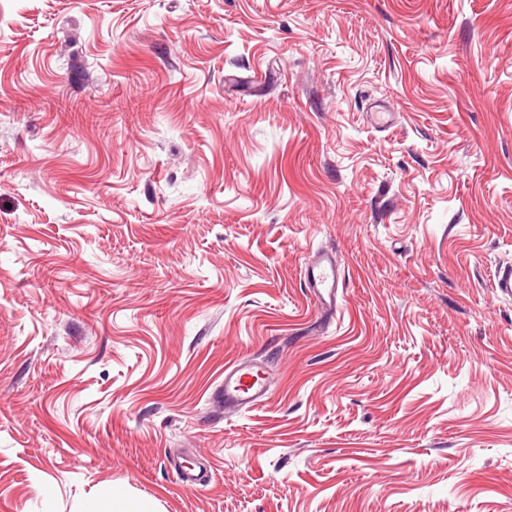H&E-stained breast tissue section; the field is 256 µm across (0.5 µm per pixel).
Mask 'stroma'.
Masks as SVG:
<instances>
[{
	"label": "stroma",
	"instance_id": "obj_1",
	"mask_svg": "<svg viewBox=\"0 0 512 512\" xmlns=\"http://www.w3.org/2000/svg\"><path fill=\"white\" fill-rule=\"evenodd\" d=\"M503 263L512 0H0V512H512ZM307 279L323 306L336 307L343 280L332 254L320 255L307 269ZM259 371L258 366L241 360L225 366L224 383L214 393L224 412L255 406L268 398L269 386ZM84 512H152L148 502L140 501L135 505H121L108 488L102 489L84 508Z\"/></svg>",
	"mask_w": 512,
	"mask_h": 512
}]
</instances>
